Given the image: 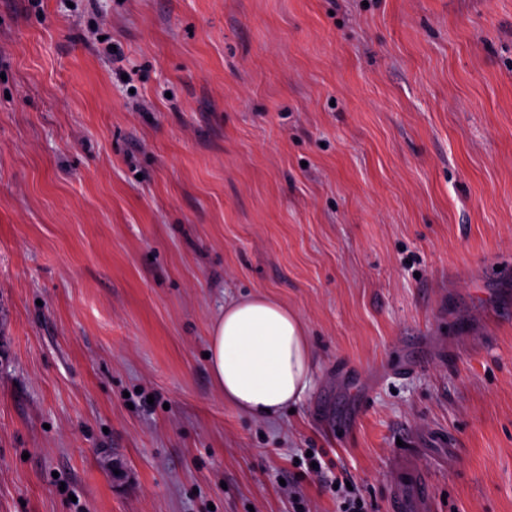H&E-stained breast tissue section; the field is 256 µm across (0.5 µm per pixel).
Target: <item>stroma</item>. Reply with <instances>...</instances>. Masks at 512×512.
<instances>
[{
    "label": "stroma",
    "instance_id": "obj_1",
    "mask_svg": "<svg viewBox=\"0 0 512 512\" xmlns=\"http://www.w3.org/2000/svg\"><path fill=\"white\" fill-rule=\"evenodd\" d=\"M252 292L314 354L273 420L205 358ZM406 467L512 512V0H0V512H392Z\"/></svg>",
    "mask_w": 512,
    "mask_h": 512
}]
</instances>
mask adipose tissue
Segmentation results:
<instances>
[{"label":"adipose tissue","mask_w":512,"mask_h":512,"mask_svg":"<svg viewBox=\"0 0 512 512\" xmlns=\"http://www.w3.org/2000/svg\"><path fill=\"white\" fill-rule=\"evenodd\" d=\"M208 369L224 401L258 419L302 400L313 380L307 329L287 305L257 292L231 299L213 320Z\"/></svg>","instance_id":"obj_1"}]
</instances>
